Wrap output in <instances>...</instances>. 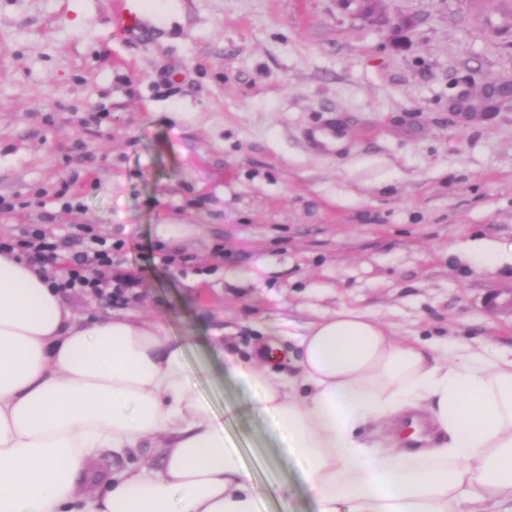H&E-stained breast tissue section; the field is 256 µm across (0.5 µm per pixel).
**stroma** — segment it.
<instances>
[{"instance_id":"stroma-1","label":"stroma","mask_w":512,"mask_h":512,"mask_svg":"<svg viewBox=\"0 0 512 512\" xmlns=\"http://www.w3.org/2000/svg\"><path fill=\"white\" fill-rule=\"evenodd\" d=\"M510 78L512 0H167L147 37L112 0H0V236L42 225L55 274L111 243L132 296L67 306L185 341L258 512H311L257 391L221 382L205 344L290 351L349 308L441 356L511 353L512 100L459 107ZM459 243L503 262L485 272Z\"/></svg>"}]
</instances>
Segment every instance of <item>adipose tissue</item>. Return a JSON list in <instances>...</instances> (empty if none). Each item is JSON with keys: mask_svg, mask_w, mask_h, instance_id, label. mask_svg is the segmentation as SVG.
Here are the masks:
<instances>
[{"mask_svg": "<svg viewBox=\"0 0 512 512\" xmlns=\"http://www.w3.org/2000/svg\"><path fill=\"white\" fill-rule=\"evenodd\" d=\"M293 370L266 349L225 376L259 389L314 512H512V354L447 357L342 309ZM124 458L108 467L109 457ZM0 512H258L253 478L145 317L75 316L0 253Z\"/></svg>", "mask_w": 512, "mask_h": 512, "instance_id": "ef3b65f1", "label": "adipose tissue"}]
</instances>
